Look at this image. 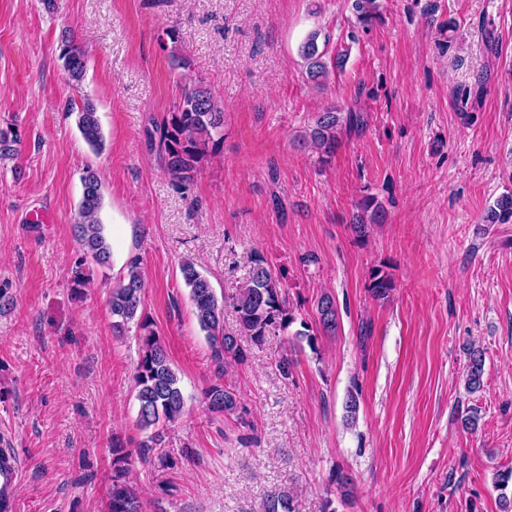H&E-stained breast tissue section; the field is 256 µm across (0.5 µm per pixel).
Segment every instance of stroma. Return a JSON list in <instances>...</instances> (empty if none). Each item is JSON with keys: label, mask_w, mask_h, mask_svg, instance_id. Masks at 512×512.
<instances>
[{"label": "stroma", "mask_w": 512, "mask_h": 512, "mask_svg": "<svg viewBox=\"0 0 512 512\" xmlns=\"http://www.w3.org/2000/svg\"><path fill=\"white\" fill-rule=\"evenodd\" d=\"M352 0H0V446L22 463L16 512H107L112 438L138 448L133 373L140 330L112 331L124 268L96 269L74 294L82 172L102 180L104 234L145 278L141 316L185 396L166 425L169 466L133 463L142 512H263L285 491L296 512H501L496 471L512 468V224L485 210L512 192V0H381L354 29ZM320 30L344 71L308 82L298 45ZM176 31L170 41L167 31ZM88 55L82 89L59 59L63 32ZM189 60L186 73L173 56ZM224 104V141L183 186L145 130L184 78ZM90 95L105 148L83 142L70 102ZM367 113L320 165L300 137L330 105ZM374 195L387 215L366 242L349 229ZM132 227L131 236L114 232ZM282 280L298 320L316 326L332 292L335 335L249 338L245 362L217 363L180 265L235 295L254 254ZM388 264L396 287L367 290ZM483 387H464L467 350ZM292 374L277 369L281 354ZM222 383L245 415L211 414ZM359 391L354 424L344 400ZM477 415L465 427L467 415ZM352 475L351 497L330 478ZM388 266H376L370 271L368 289L376 299H385L396 287L392 274L387 270ZM485 357L483 351L475 348L468 350V364L465 385L473 393L483 386Z\"/></svg>", "instance_id": "stroma-1"}]
</instances>
